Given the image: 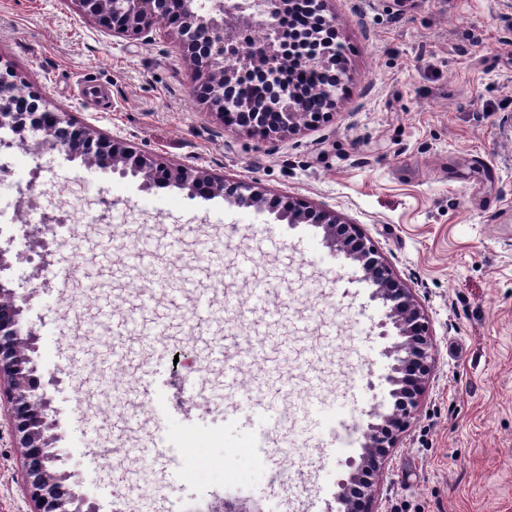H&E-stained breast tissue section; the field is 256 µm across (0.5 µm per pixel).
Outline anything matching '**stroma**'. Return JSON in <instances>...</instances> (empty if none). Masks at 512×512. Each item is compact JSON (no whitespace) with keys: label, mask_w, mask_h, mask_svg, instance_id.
<instances>
[{"label":"stroma","mask_w":512,"mask_h":512,"mask_svg":"<svg viewBox=\"0 0 512 512\" xmlns=\"http://www.w3.org/2000/svg\"><path fill=\"white\" fill-rule=\"evenodd\" d=\"M343 58L336 106L325 120L266 137L224 124L196 97L194 69L172 29L151 37L112 36L72 0H0V61L50 108L105 136L125 140L169 167H194L215 180L255 182L267 197L299 201L356 224L392 273L414 291L434 337L435 370L376 486L377 512H512V0H328ZM96 86L97 99L83 96ZM0 181V245L29 251L11 217L20 188L88 182L103 192L126 244L113 247L102 274L115 301L102 320L80 272L97 265L98 231L69 250L78 275L71 313L58 294L34 292L28 262H13L12 287L31 292L25 312L34 354L49 387L50 416L69 470L98 512H114L121 478L111 458L91 460L81 393L111 406L112 391L136 394L141 368L101 378L112 328L142 315L165 321L166 371L159 381L171 431H193L180 477L154 470L157 492L137 512H187L224 498L216 474L237 475L250 459L246 419L225 422L237 389L261 393L300 413L315 397L310 380H335L329 405L354 418L350 446L325 457L328 493L296 463L285 484L255 477L244 497L263 512H328L332 486L358 456L367 410L387 404L391 338L360 267L322 245L310 224H286L223 197H188L141 178L89 171L50 150L14 144ZM223 243L217 254L206 247ZM149 245L154 266H197L194 288L153 290L150 273L129 279L131 248ZM266 304L240 315L258 283ZM245 354L238 388L210 361L212 337ZM197 355L199 371L174 368L176 353ZM22 451L0 432V512H29L18 479Z\"/></svg>","instance_id":"1"}]
</instances>
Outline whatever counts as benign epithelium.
<instances>
[{"label":"benign epithelium","mask_w":512,"mask_h":512,"mask_svg":"<svg viewBox=\"0 0 512 512\" xmlns=\"http://www.w3.org/2000/svg\"><path fill=\"white\" fill-rule=\"evenodd\" d=\"M80 11L114 35H148L154 20L168 0H73ZM287 0H213L209 8L198 0H181L175 13L177 33L185 56L201 76L198 94L224 123H230V110L224 93L234 89L247 72L272 82L284 66L288 52L280 18ZM255 27L268 30V39L257 50L249 49L245 36ZM237 55L238 63L227 67L224 61ZM328 55L316 52L301 59L306 72L324 73ZM280 109L273 125L266 123L267 103L239 102L240 121L235 127L266 136L296 130L302 124L316 123L322 112L302 111L300 94L288 91L273 97ZM19 132L29 140L45 144L70 160H81L88 169L112 170L122 175H143L149 184L172 179L188 195L222 196L238 208L269 211L288 224H312L323 230L322 244L334 254L357 262L364 280L371 286L372 300L384 308L380 336L394 342L385 351L390 359L384 381L393 401L388 412L374 404L367 411L370 422L358 457L346 461L347 475L336 483V512H374L373 482L368 474L379 473L398 434L409 425L419 404L424 385L435 367L432 336L424 312L409 288L392 272L370 241L354 224H343L336 216L317 212L293 201L283 207L265 197L251 182L226 184L187 167L170 168L152 157L134 152L126 143L104 136L91 126H80L68 112H55L38 94L27 90L14 71L0 67V131ZM8 250L0 248V404L8 406L10 435L14 446L23 449L22 484L34 505L32 512H97L80 490L77 473L68 470L55 448L57 423L50 418V398L46 383L32 357L36 334L27 326L23 313L31 293L8 287L3 273L11 269ZM54 251L46 248L38 262L24 253L15 258L33 264V278L49 286L44 272L53 265Z\"/></svg>","instance_id":"1"}]
</instances>
